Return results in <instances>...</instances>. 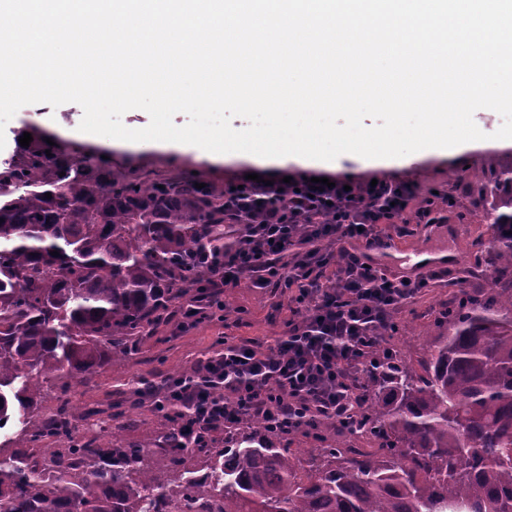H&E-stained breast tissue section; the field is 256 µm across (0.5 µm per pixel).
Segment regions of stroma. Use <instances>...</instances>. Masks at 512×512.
Listing matches in <instances>:
<instances>
[{"instance_id":"obj_1","label":"stroma","mask_w":512,"mask_h":512,"mask_svg":"<svg viewBox=\"0 0 512 512\" xmlns=\"http://www.w3.org/2000/svg\"><path fill=\"white\" fill-rule=\"evenodd\" d=\"M82 116L81 107L75 103H65L55 108L44 103L23 106L5 126L6 145L0 150V159L12 152L20 127L32 125L55 134L74 131ZM510 166L512 147L452 151L446 156L433 157L409 168L363 169L357 164L346 163L344 174L347 177L359 181L379 177L407 182L413 185L419 198L433 189L447 186L452 171L466 168L471 173V185L453 189L457 206L449 212L446 223L425 227L416 225L415 212L410 209L401 216L409 229L407 235H400L393 226L381 228L382 241H399L417 246L448 260L447 281L425 289L417 301L398 314V322L409 324L414 332L437 335L443 330L439 323L443 304L454 298L451 282H463L470 293L488 288L490 278L484 267L479 266L476 254L492 250L497 239V228L491 223H476L473 198L484 174ZM112 170L116 173L135 170L150 175L199 171L220 184L253 173L265 180L276 179L279 174L275 167L259 169L242 161L210 165L198 161L191 152L179 153L155 147L137 152H113ZM224 299L223 325L205 322L186 332L181 329L179 319H171L162 324L154 335L144 337L138 354L132 359L113 361L101 369L88 385L70 386L69 398L84 406L105 411L119 393L126 391L129 381L140 377L154 379L191 366L212 347L217 335H224L231 342L243 338L269 341L287 329L290 317L288 300L281 295L240 284L225 288Z\"/></svg>"}]
</instances>
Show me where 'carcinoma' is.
<instances>
[{
	"label": "carcinoma",
	"mask_w": 512,
	"mask_h": 512,
	"mask_svg": "<svg viewBox=\"0 0 512 512\" xmlns=\"http://www.w3.org/2000/svg\"><path fill=\"white\" fill-rule=\"evenodd\" d=\"M30 133L0 160V431L20 427L24 444L0 442V512H144L179 496L192 512L194 492L222 512H512V196L485 209L500 227L486 265L504 287L460 290L445 332L419 337V367L394 349L359 431L322 417L284 438L252 417L204 421L194 442L190 415L168 407L133 437L141 380L94 431L69 382L135 355L220 274L224 187L114 173L93 148Z\"/></svg>",
	"instance_id": "cac0c4a2"
}]
</instances>
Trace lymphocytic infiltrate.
<instances>
[{
    "label": "lymphocytic infiltrate",
    "mask_w": 512,
    "mask_h": 512,
    "mask_svg": "<svg viewBox=\"0 0 512 512\" xmlns=\"http://www.w3.org/2000/svg\"><path fill=\"white\" fill-rule=\"evenodd\" d=\"M311 178L308 172L294 174L287 197L271 204L264 201L268 186L254 180L225 188L224 275L207 283L208 300L222 297L230 282L273 288L287 295L292 317L274 341L224 343L205 360L197 381L168 386L172 403L212 422L253 416L284 430L313 413L358 420L357 399L385 365L383 332L439 273L394 276L367 253L339 257L328 249L333 242L377 239L379 226L408 207L412 186L339 178L330 187ZM252 209L258 223H237L236 214ZM304 212L326 220L299 235L295 226ZM331 275L337 280L333 290L324 286ZM229 398L236 402L230 412L224 409Z\"/></svg>",
    "instance_id": "lymphocytic-infiltrate-1"
}]
</instances>
